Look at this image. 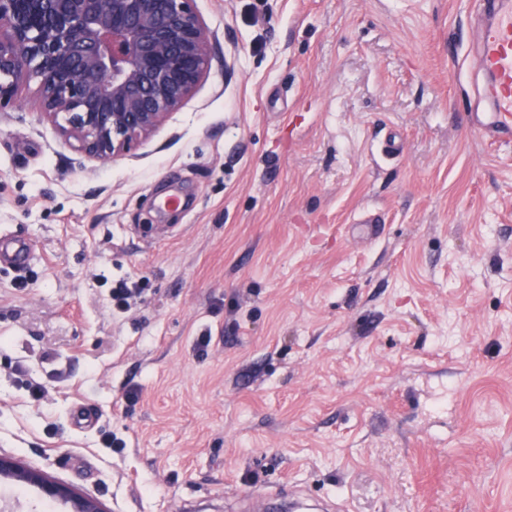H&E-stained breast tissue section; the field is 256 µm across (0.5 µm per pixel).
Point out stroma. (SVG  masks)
Listing matches in <instances>:
<instances>
[{"instance_id": "obj_1", "label": "stroma", "mask_w": 512, "mask_h": 512, "mask_svg": "<svg viewBox=\"0 0 512 512\" xmlns=\"http://www.w3.org/2000/svg\"><path fill=\"white\" fill-rule=\"evenodd\" d=\"M195 5L211 67L132 155L76 152L36 85L0 111V240L31 254L0 268V449L107 512H512L485 0ZM0 512L65 507L5 482Z\"/></svg>"}]
</instances>
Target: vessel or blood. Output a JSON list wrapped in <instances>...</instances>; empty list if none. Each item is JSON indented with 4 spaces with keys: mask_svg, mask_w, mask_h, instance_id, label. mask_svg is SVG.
Masks as SVG:
<instances>
[{
    "mask_svg": "<svg viewBox=\"0 0 512 512\" xmlns=\"http://www.w3.org/2000/svg\"><path fill=\"white\" fill-rule=\"evenodd\" d=\"M487 76L482 92L492 106L493 125L512 129V0H492V22L479 51Z\"/></svg>",
    "mask_w": 512,
    "mask_h": 512,
    "instance_id": "1",
    "label": "vessel or blood"
}]
</instances>
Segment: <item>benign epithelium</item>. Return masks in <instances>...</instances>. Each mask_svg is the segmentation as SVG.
<instances>
[{
  "label": "benign epithelium",
  "instance_id": "obj_1",
  "mask_svg": "<svg viewBox=\"0 0 512 512\" xmlns=\"http://www.w3.org/2000/svg\"><path fill=\"white\" fill-rule=\"evenodd\" d=\"M195 0H0V109L37 83L40 116L96 160L131 153L195 94L210 36ZM37 488L67 512L96 497L0 451V480Z\"/></svg>",
  "mask_w": 512,
  "mask_h": 512
}]
</instances>
